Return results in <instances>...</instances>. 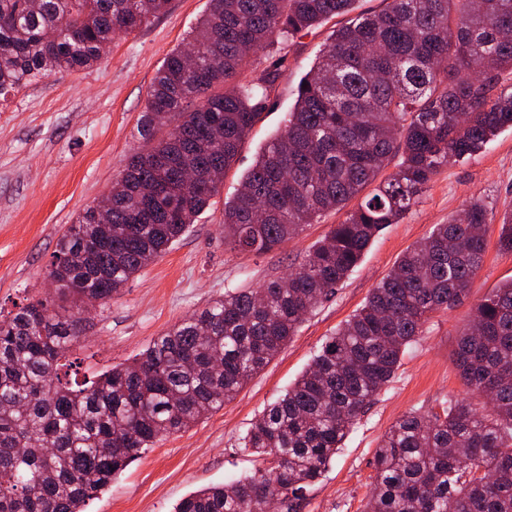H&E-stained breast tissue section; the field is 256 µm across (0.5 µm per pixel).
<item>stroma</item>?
Returning <instances> with one entry per match:
<instances>
[{
    "mask_svg": "<svg viewBox=\"0 0 512 512\" xmlns=\"http://www.w3.org/2000/svg\"><path fill=\"white\" fill-rule=\"evenodd\" d=\"M208 0H170L166 14L142 29L116 36L93 68L41 79L0 103V314L45 292L47 267L66 225L95 204L143 141L138 122L150 82L167 55L185 42ZM342 17H333L257 54L244 75L273 73L269 100L219 193L174 248L145 268L105 307L92 309L73 352L70 379L94 378L130 361L169 327L233 288H256L295 268L344 213L327 214L272 251L235 253L224 247V203L253 165L261 147L283 126L302 77L315 64ZM494 215L512 210V129L477 156L451 162L417 204L386 227L333 296L310 315L296 336L224 407L156 443L112 484L91 497L84 512H174L192 492L260 467L240 439L310 363L395 262L412 245L447 223L474 199ZM498 224L470 293L433 313L424 336L404 353L395 379L381 391L345 439L328 471L308 487L300 512H362L371 492L373 456L386 432L414 410L437 411L466 387L452 356L458 333L477 300L512 278V254L498 253Z\"/></svg>",
    "mask_w": 512,
    "mask_h": 512,
    "instance_id": "35a3bbf8",
    "label": "stroma"
}]
</instances>
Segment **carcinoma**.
Masks as SVG:
<instances>
[{
	"label": "carcinoma",
	"mask_w": 512,
	"mask_h": 512,
	"mask_svg": "<svg viewBox=\"0 0 512 512\" xmlns=\"http://www.w3.org/2000/svg\"><path fill=\"white\" fill-rule=\"evenodd\" d=\"M354 2L209 0L188 37L192 57L182 46L168 54L141 118L146 145L101 200L111 240H99L95 210H84L58 239L48 268L55 293L0 315V512H84L147 449L223 408L450 160L512 128V88L491 85L512 72V0H388L351 18L302 79L284 130L224 202V245L268 252L357 205L288 276L225 292L89 385L62 383L84 300L108 304L210 205L266 108L272 73L224 85L254 54ZM168 5L0 0V97L96 65L117 30L134 32ZM396 156V171L376 183ZM490 221L473 201L408 250L242 438L265 466L190 494L174 512H271L275 493L284 512H299L431 315L468 295L487 247L478 228ZM497 247L512 253V210ZM454 358L490 409L450 399L400 418L376 448L365 512H512V279L476 302Z\"/></svg>",
	"instance_id": "obj_1"
}]
</instances>
